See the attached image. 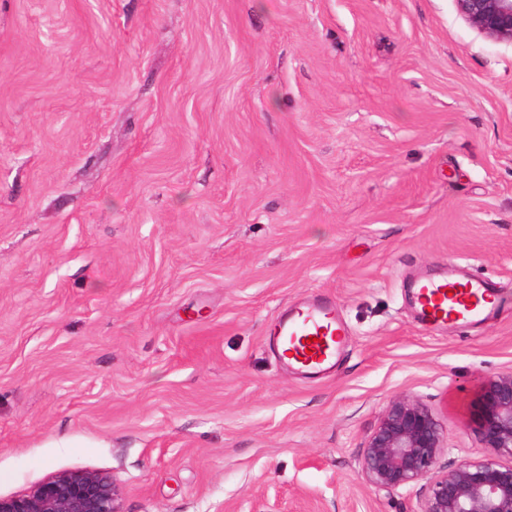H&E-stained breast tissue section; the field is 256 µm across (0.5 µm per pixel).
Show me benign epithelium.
Instances as JSON below:
<instances>
[{
	"label": "benign epithelium",
	"instance_id": "benign-epithelium-1",
	"mask_svg": "<svg viewBox=\"0 0 512 512\" xmlns=\"http://www.w3.org/2000/svg\"><path fill=\"white\" fill-rule=\"evenodd\" d=\"M478 34L512 44V0H455ZM483 454L446 469L443 426L418 399L388 403L362 452V471L378 490L425 482L421 512H512V371L485 377L473 419ZM112 477L95 471L58 472L29 492L0 498V512H120Z\"/></svg>",
	"mask_w": 512,
	"mask_h": 512
}]
</instances>
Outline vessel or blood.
Listing matches in <instances>:
<instances>
[{"mask_svg":"<svg viewBox=\"0 0 512 512\" xmlns=\"http://www.w3.org/2000/svg\"><path fill=\"white\" fill-rule=\"evenodd\" d=\"M412 294L418 321L436 328L478 323L498 310L493 284L463 270L420 276ZM346 333L336 301L318 296L288 308L273 322L268 338L290 367L316 378L335 364Z\"/></svg>","mask_w":512,"mask_h":512,"instance_id":"obj_1","label":"vessel or blood"}]
</instances>
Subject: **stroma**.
<instances>
[{"mask_svg":"<svg viewBox=\"0 0 512 512\" xmlns=\"http://www.w3.org/2000/svg\"><path fill=\"white\" fill-rule=\"evenodd\" d=\"M490 279L484 325L405 281ZM336 300L332 374L267 342ZM512 371V45L455 0H0V497L111 475L121 512H420L361 451L410 395L479 454Z\"/></svg>","mask_w":512,"mask_h":512,"instance_id":"35a3bbf8","label":"stroma"}]
</instances>
